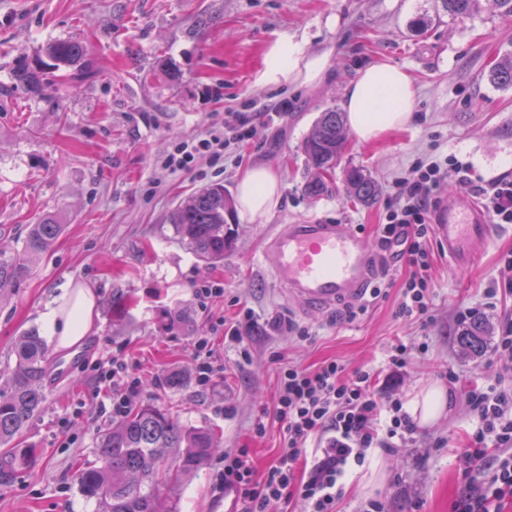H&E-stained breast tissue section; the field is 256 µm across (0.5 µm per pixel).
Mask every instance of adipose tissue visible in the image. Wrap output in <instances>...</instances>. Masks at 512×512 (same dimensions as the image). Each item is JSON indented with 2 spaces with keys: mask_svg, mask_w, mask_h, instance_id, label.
<instances>
[{
  "mask_svg": "<svg viewBox=\"0 0 512 512\" xmlns=\"http://www.w3.org/2000/svg\"><path fill=\"white\" fill-rule=\"evenodd\" d=\"M267 64L271 77L300 84L320 81L329 67L325 56L306 54L293 41L274 46ZM413 97L411 78L402 68L388 62L368 64L347 86L342 102L351 134L364 143L405 127L413 118ZM280 190L279 176L272 167H250L238 182L241 216L269 212L277 205ZM97 316L94 291L78 288L64 291L61 303L48 306L43 325L56 349L63 350L82 345L94 333Z\"/></svg>",
  "mask_w": 512,
  "mask_h": 512,
  "instance_id": "1",
  "label": "adipose tissue"
}]
</instances>
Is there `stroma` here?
I'll return each instance as SVG.
<instances>
[{
    "instance_id": "1",
    "label": "stroma",
    "mask_w": 512,
    "mask_h": 512,
    "mask_svg": "<svg viewBox=\"0 0 512 512\" xmlns=\"http://www.w3.org/2000/svg\"><path fill=\"white\" fill-rule=\"evenodd\" d=\"M439 7L438 0H0V246L22 250L28 225L44 220L65 227L53 251L0 296V386L16 339L42 329L46 304L64 289H92L99 313L78 359L48 355L45 400L21 437L37 459L0 485V512H104L81 494L74 471L77 463L96 462L100 436L113 422L110 393L96 382L110 360L141 378V403L216 431L219 453L172 497L179 512H224L214 484L225 452L251 444L262 470L283 450L272 415L279 374L273 353L304 367L334 359L382 370L398 341L411 360L401 380L379 379L376 400L407 403L437 384L451 403L435 422L415 423L403 447L369 450L367 464L344 477L336 512H362L372 499L384 512H449L462 485L458 456L473 428L465 393L475 382H495L499 369L490 349L462 355L453 315L459 303H481L504 277L499 257L512 250V224L494 225L467 265L436 253L435 321L428 325L395 319L394 287L352 323L337 321L334 306L307 309L279 288L264 250L274 224H349L375 239L392 181L420 159L453 155L483 178L512 177V88L488 80L493 63L512 52V17L486 8L459 23ZM70 38L85 45L86 66L57 72L41 96L14 80L18 61ZM288 40L328 56L321 82L268 78L270 49ZM376 60L404 69L414 91L408 126L374 142L348 139L341 159L363 167L379 196L369 207L351 203L342 190L309 199L301 191L299 146L320 113L340 106L347 86ZM283 101L288 110L275 122L255 118ZM233 112L253 116L249 140L216 165L166 168L179 141L222 129ZM256 164L277 170L278 205L238 219L223 262L203 263L177 240L169 213L210 183L236 193L240 171ZM214 281L224 297L201 308L194 290ZM233 296L239 306L230 305ZM242 307L255 321L246 330L247 362L223 351L224 322ZM279 317L312 326L315 338L275 333L271 323ZM203 337L223 352L224 370L200 387L196 343ZM450 371L458 381H448ZM175 374L184 381L173 389L165 380ZM259 418L266 434L254 440L250 428Z\"/></svg>"
}]
</instances>
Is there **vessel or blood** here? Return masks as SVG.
<instances>
[{"mask_svg":"<svg viewBox=\"0 0 512 512\" xmlns=\"http://www.w3.org/2000/svg\"><path fill=\"white\" fill-rule=\"evenodd\" d=\"M433 225L449 260L458 264L468 263L472 244L492 233L485 210L463 189L440 205ZM267 248L280 288L315 308L358 301L381 268L366 236L346 224H283L272 230Z\"/></svg>","mask_w":512,"mask_h":512,"instance_id":"obj_1","label":"vessel or blood"}]
</instances>
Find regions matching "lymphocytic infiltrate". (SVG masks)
<instances>
[{
    "label": "lymphocytic infiltrate",
    "instance_id": "lymphocytic-infiltrate-1",
    "mask_svg": "<svg viewBox=\"0 0 512 512\" xmlns=\"http://www.w3.org/2000/svg\"><path fill=\"white\" fill-rule=\"evenodd\" d=\"M252 121V116L238 115L225 132L179 142L166 160L167 168L182 171L201 158H218L225 139L243 141ZM456 168L460 186L475 187L483 196L493 223L511 224L512 179L498 177L478 186L469 163L457 161ZM444 176L441 160L417 162L395 181L377 230L380 248L402 246L400 258L407 274L394 316L405 322L426 325L435 319L432 214L439 202L433 190ZM379 377L374 369L350 371L334 360L312 368L282 367L273 408L287 438L279 460L261 475L247 449H239L225 456L216 491L234 489L243 512H273L275 505L294 494L305 502L306 512H335L347 468L363 464L368 449L396 448L414 428L402 402L382 405L375 400L372 388ZM100 381L112 393L113 416L125 414L141 395V380L126 365L113 366ZM466 399L475 429L461 457L465 485L450 512H503L512 501V389L497 383L476 385Z\"/></svg>",
    "mask_w": 512,
    "mask_h": 512
}]
</instances>
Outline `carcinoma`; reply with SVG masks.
Wrapping results in <instances>:
<instances>
[{
	"label": "carcinoma",
	"mask_w": 512,
	"mask_h": 512,
	"mask_svg": "<svg viewBox=\"0 0 512 512\" xmlns=\"http://www.w3.org/2000/svg\"><path fill=\"white\" fill-rule=\"evenodd\" d=\"M453 21L464 20L489 5L504 17H512V0H441ZM86 50L74 39L56 40L34 63H21L14 79L35 95L48 88L49 70L82 65ZM489 79L498 88H512V54L502 56L490 69ZM343 113L329 107L314 122L301 144L308 177L305 195L320 199L333 192L335 170L346 150ZM347 196L369 207L379 188L360 167L343 170ZM234 200L221 183H212L179 204L169 215L181 243L200 260L214 263L234 240ZM63 225L45 222L29 225L21 252L0 248V293L28 277L34 265L55 245ZM486 323L472 318L462 325L457 342L463 353L477 356L483 351ZM15 365L8 390L0 391V485L33 461L35 450L20 448L15 440L44 401L42 381L48 349L40 334L30 329L15 342ZM215 449L213 433L181 424L169 409L147 404L128 412L100 437L97 461L80 466L75 479L83 495L99 500L105 512H178L167 494L195 471Z\"/></svg>",
	"instance_id": "obj_1"
}]
</instances>
